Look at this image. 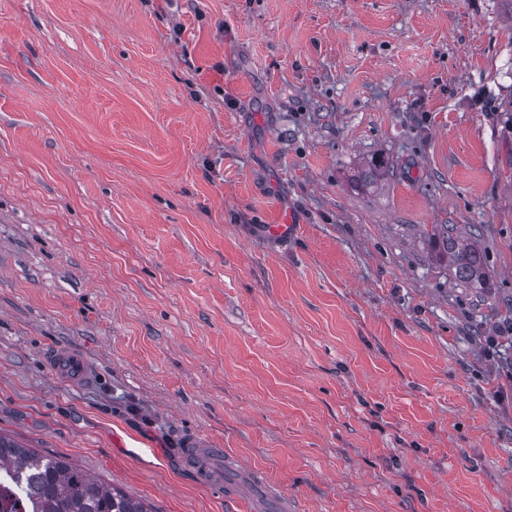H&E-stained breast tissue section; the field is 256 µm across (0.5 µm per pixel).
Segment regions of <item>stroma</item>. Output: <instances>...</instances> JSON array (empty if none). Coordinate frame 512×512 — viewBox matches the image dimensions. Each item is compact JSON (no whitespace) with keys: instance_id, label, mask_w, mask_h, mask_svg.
I'll return each instance as SVG.
<instances>
[{"instance_id":"35a3bbf8","label":"stroma","mask_w":512,"mask_h":512,"mask_svg":"<svg viewBox=\"0 0 512 512\" xmlns=\"http://www.w3.org/2000/svg\"><path fill=\"white\" fill-rule=\"evenodd\" d=\"M511 100L506 0H0V432L155 512H277L238 458L295 512H512ZM389 175L388 163L384 158H371L361 166L357 184H372ZM430 239L440 244L442 249L438 254L448 260V270L460 285L486 288L485 253L472 234L462 235L454 224H436ZM49 368L73 387L91 384L94 379L93 364L80 351L60 349L51 354ZM185 446L187 458L194 464L199 481L224 488V449L215 448L211 441L200 435L190 436Z\"/></svg>"}]
</instances>
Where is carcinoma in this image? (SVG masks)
<instances>
[{
	"label": "carcinoma",
	"mask_w": 512,
	"mask_h": 512,
	"mask_svg": "<svg viewBox=\"0 0 512 512\" xmlns=\"http://www.w3.org/2000/svg\"><path fill=\"white\" fill-rule=\"evenodd\" d=\"M389 175L385 159L372 158L361 166L358 183L372 184ZM430 239L441 246L439 256L466 288L487 285L485 253L472 235L453 224L434 228ZM13 500L12 512H152L144 502L128 497L83 470L24 448L0 435V500Z\"/></svg>",
	"instance_id": "cac0c4a2"
}]
</instances>
